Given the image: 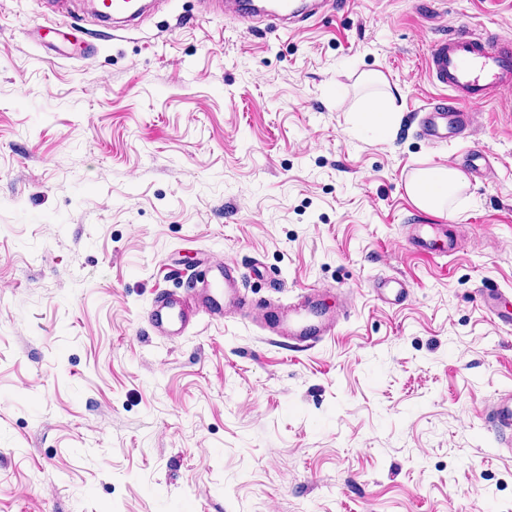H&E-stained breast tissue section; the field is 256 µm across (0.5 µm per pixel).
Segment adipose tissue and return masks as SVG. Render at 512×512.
Here are the masks:
<instances>
[{
  "instance_id": "adipose-tissue-1",
  "label": "adipose tissue",
  "mask_w": 512,
  "mask_h": 512,
  "mask_svg": "<svg viewBox=\"0 0 512 512\" xmlns=\"http://www.w3.org/2000/svg\"><path fill=\"white\" fill-rule=\"evenodd\" d=\"M465 174L452 166H436L417 170L407 184V193L419 209L440 213L463 188Z\"/></svg>"
}]
</instances>
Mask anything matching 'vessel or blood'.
I'll use <instances>...</instances> for the list:
<instances>
[{"label":"vessel or blood","mask_w":512,"mask_h":512,"mask_svg":"<svg viewBox=\"0 0 512 512\" xmlns=\"http://www.w3.org/2000/svg\"><path fill=\"white\" fill-rule=\"evenodd\" d=\"M206 10L239 21L265 22L275 28L294 30L305 22L345 6L346 0H202ZM96 12L105 22L136 25L145 11L134 0H97ZM430 82L441 94L422 110L421 134L430 143L451 141L470 125L473 106L493 100L496 91L512 88V41L492 34L459 31L454 37L430 43L424 57ZM209 276L197 279L190 294L163 291L148 310V323L169 339L183 336L197 316L213 320L249 311L252 301L241 290L242 274L236 262H213ZM352 306L348 296L336 298L335 306L322 300L312 288L302 301L283 306L266 304L260 326L274 340L310 349L333 336L341 316ZM490 422L499 437L501 452L512 456V391L500 393L490 406Z\"/></svg>","instance_id":"b4317fda"}]
</instances>
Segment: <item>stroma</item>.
Returning <instances> with one entry per match:
<instances>
[{
	"mask_svg": "<svg viewBox=\"0 0 512 512\" xmlns=\"http://www.w3.org/2000/svg\"><path fill=\"white\" fill-rule=\"evenodd\" d=\"M463 28L512 39V0H351L294 33L197 0L132 30L0 0V512H512L487 418L512 329L477 297L512 292V89L469 137L419 129L426 49ZM373 72L403 113L382 139ZM476 150L452 212L410 201ZM213 257L250 297L353 310L308 350L248 317L156 336L154 297Z\"/></svg>",
	"mask_w": 512,
	"mask_h": 512,
	"instance_id": "stroma-1",
	"label": "stroma"
}]
</instances>
